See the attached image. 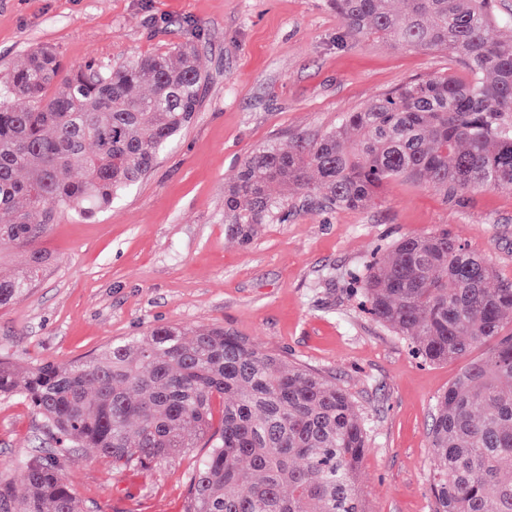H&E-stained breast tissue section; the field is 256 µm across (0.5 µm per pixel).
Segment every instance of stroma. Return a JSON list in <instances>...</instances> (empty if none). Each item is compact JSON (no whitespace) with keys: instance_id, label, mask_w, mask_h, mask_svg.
<instances>
[{"instance_id":"obj_1","label":"stroma","mask_w":512,"mask_h":512,"mask_svg":"<svg viewBox=\"0 0 512 512\" xmlns=\"http://www.w3.org/2000/svg\"><path fill=\"white\" fill-rule=\"evenodd\" d=\"M188 40L205 77L191 123L110 210L56 216L40 243L51 265L0 310V351L21 365L79 361L162 324L224 327L349 392L369 437L365 512H434L435 402L469 360L416 359L350 282L399 238L439 226L512 280V188L447 204L398 180L356 209L298 198L241 246L224 222V181L264 145L317 138L343 113L458 66L444 51L352 36L329 0H0V71L39 45L68 67L119 66ZM55 446L28 402L0 397V470ZM203 453L117 469L83 448L66 476L86 512H183Z\"/></svg>"}]
</instances>
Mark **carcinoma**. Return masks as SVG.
Instances as JSON below:
<instances>
[{
	"instance_id": "cac0c4a2",
	"label": "carcinoma",
	"mask_w": 512,
	"mask_h": 512,
	"mask_svg": "<svg viewBox=\"0 0 512 512\" xmlns=\"http://www.w3.org/2000/svg\"><path fill=\"white\" fill-rule=\"evenodd\" d=\"M347 31L444 50L465 73L410 81L343 114L315 139L254 150L224 183V223L242 245L288 212V193L363 208L399 179L446 202L512 187V18L495 0H331ZM508 29L504 38L489 28ZM197 46L107 69L66 68L51 50L0 72V252L28 263L0 279V309L49 264L55 215L90 220L153 168L202 97ZM73 170L81 177L72 180ZM370 313L444 362L487 347L438 399L430 429L436 512H512V280L448 229L408 235L356 279ZM0 396H20L60 448L0 472V512H84L66 479L73 448L147 468L203 443L184 512H364L368 449L354 400L222 327L160 325L81 361L15 364ZM222 402L214 423L215 400Z\"/></svg>"
}]
</instances>
